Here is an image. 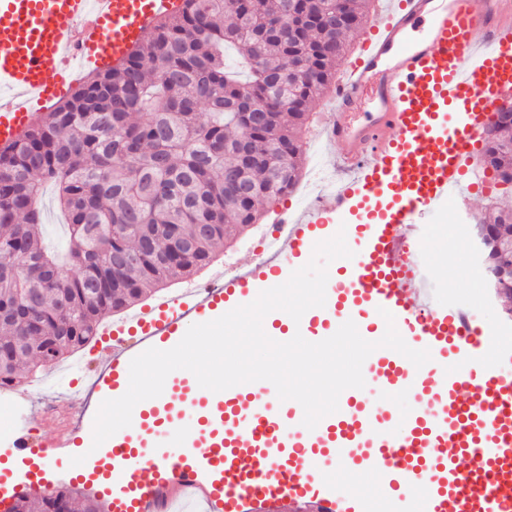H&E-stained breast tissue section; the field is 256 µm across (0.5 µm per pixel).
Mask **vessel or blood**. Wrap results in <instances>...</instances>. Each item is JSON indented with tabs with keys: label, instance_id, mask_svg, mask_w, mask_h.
<instances>
[{
	"label": "vessel or blood",
	"instance_id": "1",
	"mask_svg": "<svg viewBox=\"0 0 512 512\" xmlns=\"http://www.w3.org/2000/svg\"><path fill=\"white\" fill-rule=\"evenodd\" d=\"M182 0H0V148L35 125L36 109L65 97L76 68L116 64ZM352 63L332 83L330 119L314 140L331 179L300 208L262 257L214 268L207 285L161 295L102 323L91 387L97 403L72 405L73 423L41 448L15 437L19 461L72 457L91 433L99 401L128 380L132 358L168 350L191 325L217 319L278 286L315 243L344 231L354 256L328 272L324 307L289 322L319 340L353 321L379 340L388 310L405 342L429 349L421 368L376 349L373 385L421 401L393 415L342 392L314 429L302 407L282 409L262 389L231 387L176 410L133 409L113 435L111 512H156L188 497L204 512H265L306 500L313 512H512V336L486 332L456 304L423 288L417 252L425 223L473 193L467 177L491 113L512 98V0H381ZM360 213L357 224L342 225ZM382 481L368 495L338 481L346 464ZM414 487L412 498L400 495Z\"/></svg>",
	"mask_w": 512,
	"mask_h": 512
}]
</instances>
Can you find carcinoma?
Here are the masks:
<instances>
[{"label": "carcinoma", "instance_id": "carcinoma-1", "mask_svg": "<svg viewBox=\"0 0 512 512\" xmlns=\"http://www.w3.org/2000/svg\"><path fill=\"white\" fill-rule=\"evenodd\" d=\"M371 0H184L115 66L90 73L0 151V389L20 387L91 342L119 313L198 271L293 190L310 104L367 20ZM247 60L229 74L224 52ZM261 113L255 119L253 113ZM253 162L239 161L243 140ZM483 167L512 171V124H488ZM68 241L43 240V186ZM494 264L512 267V236ZM11 512H101L65 487Z\"/></svg>", "mask_w": 512, "mask_h": 512}]
</instances>
